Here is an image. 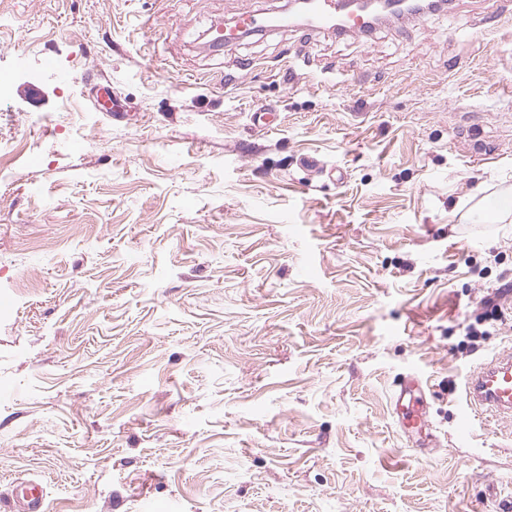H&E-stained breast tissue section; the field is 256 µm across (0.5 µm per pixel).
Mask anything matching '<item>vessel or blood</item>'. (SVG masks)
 Instances as JSON below:
<instances>
[{
	"label": "vessel or blood",
	"instance_id": "vessel-or-blood-1",
	"mask_svg": "<svg viewBox=\"0 0 512 512\" xmlns=\"http://www.w3.org/2000/svg\"><path fill=\"white\" fill-rule=\"evenodd\" d=\"M311 26L325 29L345 21V32L351 36H364L369 28L367 18L361 14H346L344 0H309ZM274 25L289 27L288 18L275 19L250 11L241 12L230 21L228 28L218 29L208 46L222 49L238 34H259ZM426 385L417 375L404 376L394 394V403L402 426L407 429V442L419 449L425 444L423 436L430 430ZM465 406L463 418L473 423L490 416L512 419V353L496 354L482 364L465 380ZM15 512H44L45 492L40 483L26 481L18 484L14 500Z\"/></svg>",
	"mask_w": 512,
	"mask_h": 512
}]
</instances>
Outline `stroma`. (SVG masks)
<instances>
[{"instance_id":"stroma-1","label":"stroma","mask_w":512,"mask_h":512,"mask_svg":"<svg viewBox=\"0 0 512 512\" xmlns=\"http://www.w3.org/2000/svg\"><path fill=\"white\" fill-rule=\"evenodd\" d=\"M280 7L0 0V500L512 512V421L457 429L467 374L512 350V222L455 208L512 188V11L201 44ZM397 386L398 389L394 394L395 409L402 426L407 430L411 429V431H405L406 440L411 448H416L420 453H426L427 448L422 447L426 445V440L427 443L431 441L430 421L427 411L428 403L425 392L427 384L417 375L409 374L404 376ZM414 431L419 435V438L415 439ZM14 512H44L45 492L38 482L26 481L17 486Z\"/></svg>"}]
</instances>
